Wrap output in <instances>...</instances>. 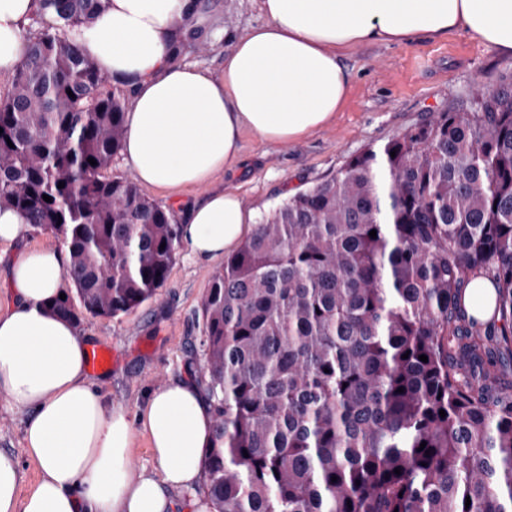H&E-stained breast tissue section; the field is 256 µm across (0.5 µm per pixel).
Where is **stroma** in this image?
Returning a JSON list of instances; mask_svg holds the SVG:
<instances>
[{
    "mask_svg": "<svg viewBox=\"0 0 512 512\" xmlns=\"http://www.w3.org/2000/svg\"><path fill=\"white\" fill-rule=\"evenodd\" d=\"M265 21L261 0H208L196 26L208 49L188 50L180 61L218 72L230 41ZM341 61L352 83L344 105L326 125L287 143L244 132L237 162L211 183L176 197L148 188L145 196L170 210L173 223L180 225L196 202L224 190L236 194L252 219L260 220L364 148L383 145L432 113L469 107L476 87L496 86L512 71V57L461 30L357 46L342 51ZM217 268V263L195 260L187 244H180L166 286L134 312L112 318L83 314L79 334L116 355L112 367L95 376L110 404L133 413L169 378L195 380L198 310ZM24 427V414L12 410L0 391V451L18 464L27 491L39 469L24 451Z\"/></svg>",
    "mask_w": 512,
    "mask_h": 512,
    "instance_id": "obj_1",
    "label": "stroma"
}]
</instances>
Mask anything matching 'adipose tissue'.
<instances>
[{
	"instance_id": "obj_1",
	"label": "adipose tissue",
	"mask_w": 512,
	"mask_h": 512,
	"mask_svg": "<svg viewBox=\"0 0 512 512\" xmlns=\"http://www.w3.org/2000/svg\"><path fill=\"white\" fill-rule=\"evenodd\" d=\"M38 8L0 0V73L21 62L22 29ZM261 9L266 23L234 38L215 74L172 59L196 0H106L93 27L72 32L131 91L122 155L141 185L178 194L236 162L244 131L286 142L330 122L350 88L343 49L464 30L512 56V0H261ZM248 229L238 197L215 191L191 208L182 234L193 256L213 262ZM29 230L19 212L0 210L13 297L0 310V389L27 417L25 450L40 478L21 493V472L0 452V512H173L185 490L193 512H208L195 490L214 420L198 386L174 377L135 413L109 405L87 371L88 338L49 307L67 249L5 253ZM139 436L154 466L135 474Z\"/></svg>"
}]
</instances>
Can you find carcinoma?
Here are the masks:
<instances>
[{"mask_svg": "<svg viewBox=\"0 0 512 512\" xmlns=\"http://www.w3.org/2000/svg\"><path fill=\"white\" fill-rule=\"evenodd\" d=\"M104 6L40 0L0 101V208L61 237L85 310L114 317L165 286L180 231L107 176L124 97L69 39ZM199 311L216 512H512V72L276 206ZM493 285L485 279H476L469 284L466 290V304L469 306V297L472 294L482 312H487L492 303Z\"/></svg>", "mask_w": 512, "mask_h": 512, "instance_id": "1", "label": "carcinoma"}]
</instances>
